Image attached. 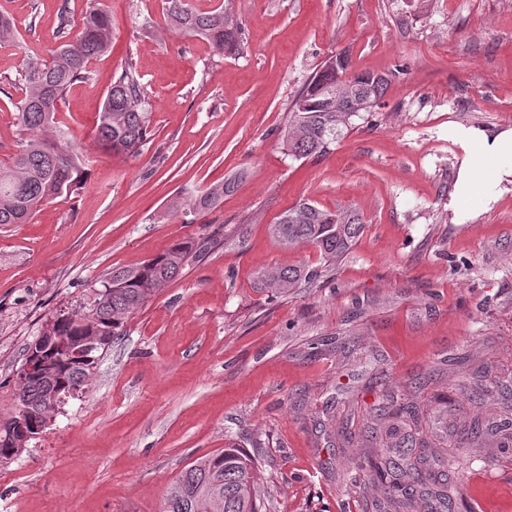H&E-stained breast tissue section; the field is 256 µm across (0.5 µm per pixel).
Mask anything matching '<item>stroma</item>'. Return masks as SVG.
Segmentation results:
<instances>
[{
  "label": "stroma",
  "instance_id": "35a3bbf8",
  "mask_svg": "<svg viewBox=\"0 0 512 512\" xmlns=\"http://www.w3.org/2000/svg\"><path fill=\"white\" fill-rule=\"evenodd\" d=\"M87 2L0 0L20 33L0 46V163L31 135L14 107L22 68L57 45L59 8L77 26ZM103 2L112 51L60 105L87 186L0 225V413L27 344L90 305L106 273L179 240L203 253L129 319L47 433L0 463V512H162L180 471L232 437L258 451V493L277 512H363L342 474L389 425L381 394L422 384L429 441L498 418L512 399V192L453 222L462 152L448 126H512V0H230L243 39L232 55L166 32L161 0ZM343 52L351 71L386 77L380 105L328 153L294 157L282 138L294 100ZM128 61L151 104L135 158L93 140ZM226 180L217 209L168 212ZM303 201L363 217L332 268L271 235ZM296 265L321 276L284 296L258 286L263 268ZM464 364L485 372L482 408L457 388ZM346 420L349 440L332 438ZM470 453L474 512H512V447L490 437Z\"/></svg>",
  "mask_w": 512,
  "mask_h": 512
}]
</instances>
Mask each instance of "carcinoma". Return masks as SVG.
<instances>
[{"label":"carcinoma","mask_w":512,"mask_h":512,"mask_svg":"<svg viewBox=\"0 0 512 512\" xmlns=\"http://www.w3.org/2000/svg\"><path fill=\"white\" fill-rule=\"evenodd\" d=\"M163 14L169 30L184 36H198L218 52L241 49L240 29L222 6L207 11L195 8L190 0H164ZM71 18L61 9L59 36L64 41L49 50L47 57L28 63L20 81L23 97L14 103L20 123L36 132L26 140L10 161L0 166V225L25 224L45 203L77 193L86 185L83 153L67 138L57 120L60 103L77 83L91 79L92 60L110 49L111 19L100 0H89L78 35L69 37ZM14 20L0 15V45L17 39ZM385 77L373 73L349 72V59L338 67L326 60L296 97L283 139L295 157L319 156L330 150L350 127L357 112L380 99ZM150 122L149 101L133 64L127 63L112 81L94 128V141L105 151L137 157L147 141ZM232 182L227 181L190 196L170 201L168 210L184 216L216 209ZM361 218L348 209L329 210L308 201L288 209L272 226L276 241L290 249L314 246L325 266L336 264L361 236ZM192 240L178 241L164 252L135 268L115 269L100 280L91 305L57 318L56 335L71 344L96 332L116 338L126 321L197 256ZM318 273L299 265L264 271L262 282L275 292L286 294L304 283H312ZM105 349L96 348L86 357L68 350L45 352L52 365L46 377H23L16 373L13 403L23 402L37 417L86 385ZM472 374L463 372L461 386L470 388L469 400L485 402L487 390L471 383ZM379 415L395 417L386 437L395 444L365 449L367 478L346 475L345 481L359 490L368 484L385 486L383 504L374 512H415L426 502V512H455L462 501L455 474L472 467L474 459L459 451L461 445H479L487 435L482 422H473L451 448L432 445L419 438L424 414L414 403L403 405L387 399L379 405ZM23 452L10 440V432L0 431V462ZM261 470L256 459L231 444L217 453L206 454L185 468L171 485L163 512H276L271 499L256 494Z\"/></svg>","instance_id":"1"}]
</instances>
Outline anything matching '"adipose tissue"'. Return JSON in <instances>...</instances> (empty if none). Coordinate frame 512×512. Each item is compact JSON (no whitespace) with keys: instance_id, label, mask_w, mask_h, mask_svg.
<instances>
[{"instance_id":"1","label":"adipose tissue","mask_w":512,"mask_h":512,"mask_svg":"<svg viewBox=\"0 0 512 512\" xmlns=\"http://www.w3.org/2000/svg\"><path fill=\"white\" fill-rule=\"evenodd\" d=\"M448 138L462 157L448 209L463 224L477 211L491 210L512 191V126L496 130L452 124Z\"/></svg>"}]
</instances>
